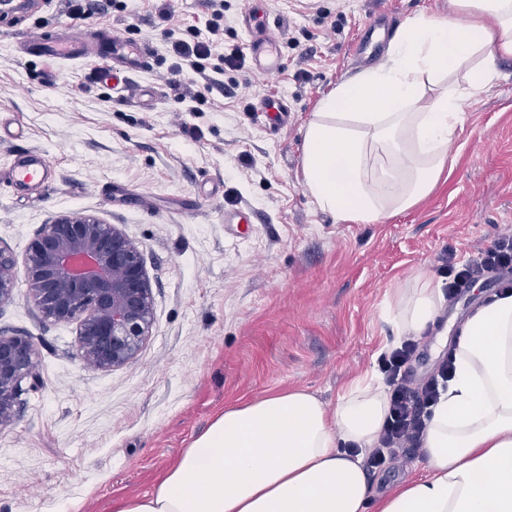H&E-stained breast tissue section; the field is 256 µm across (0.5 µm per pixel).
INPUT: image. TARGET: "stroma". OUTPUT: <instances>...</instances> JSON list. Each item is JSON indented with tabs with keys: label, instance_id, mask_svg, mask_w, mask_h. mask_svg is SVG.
Segmentation results:
<instances>
[{
	"label": "stroma",
	"instance_id": "35a3bbf8",
	"mask_svg": "<svg viewBox=\"0 0 512 512\" xmlns=\"http://www.w3.org/2000/svg\"><path fill=\"white\" fill-rule=\"evenodd\" d=\"M95 2L86 29L127 31L151 55L116 90L95 61L26 54L30 37L69 31L67 0L0 14V127L20 133L0 140V244L23 258L41 224L72 212L119 225L143 255L153 324L132 359L102 370L79 357L76 323L43 320L25 287L0 306V328L24 334L38 355L34 387L0 426V512H59L69 501L112 512L113 498L148 493L224 407L291 387L335 403L395 346L382 316L394 289L512 232V58L466 106L451 174L413 209L342 224L303 183V130L318 102L386 58L353 52L369 18L384 10L381 27L394 32L417 13H447L448 0H224V49H246L253 13L272 24L282 67L264 78L249 58L213 88L183 76L203 99L197 112L167 83L165 31L204 27L209 0H174L168 22L154 0ZM268 98L286 104V122L258 115ZM29 149L55 170L41 193L6 180ZM238 212L250 223H225ZM485 293L475 287L442 309L417 375Z\"/></svg>",
	"mask_w": 512,
	"mask_h": 512
}]
</instances>
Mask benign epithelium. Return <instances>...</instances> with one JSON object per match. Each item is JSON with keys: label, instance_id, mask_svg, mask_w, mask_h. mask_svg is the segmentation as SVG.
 <instances>
[{"label": "benign epithelium", "instance_id": "obj_1", "mask_svg": "<svg viewBox=\"0 0 512 512\" xmlns=\"http://www.w3.org/2000/svg\"><path fill=\"white\" fill-rule=\"evenodd\" d=\"M22 269L28 293L48 320L75 321L83 361L111 369L128 362L149 335L153 295L143 256L116 224L84 213L40 226L23 265L0 245V306L13 299ZM37 356L22 334L0 329V426L13 422Z\"/></svg>", "mask_w": 512, "mask_h": 512}]
</instances>
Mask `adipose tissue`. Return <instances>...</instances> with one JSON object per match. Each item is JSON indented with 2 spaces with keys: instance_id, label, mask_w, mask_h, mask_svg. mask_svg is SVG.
Returning a JSON list of instances; mask_svg holds the SVG:
<instances>
[{
  "instance_id": "adipose-tissue-1",
  "label": "adipose tissue",
  "mask_w": 512,
  "mask_h": 512,
  "mask_svg": "<svg viewBox=\"0 0 512 512\" xmlns=\"http://www.w3.org/2000/svg\"><path fill=\"white\" fill-rule=\"evenodd\" d=\"M512 57V0H448L444 16L408 17L388 56L338 84L303 134L301 174L316 206L344 224H376L437 187L463 103ZM442 284L421 273L398 288L388 319L420 336L439 316ZM376 374L335 403L291 388L230 406L144 495L112 512H512V294L461 324L455 372L432 408L425 474L377 491L363 467L388 414Z\"/></svg>"
}]
</instances>
